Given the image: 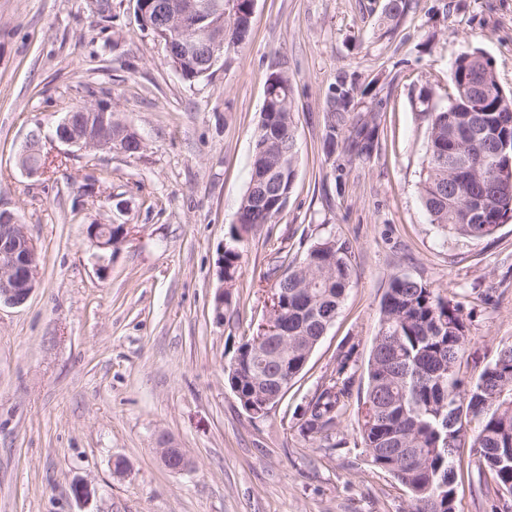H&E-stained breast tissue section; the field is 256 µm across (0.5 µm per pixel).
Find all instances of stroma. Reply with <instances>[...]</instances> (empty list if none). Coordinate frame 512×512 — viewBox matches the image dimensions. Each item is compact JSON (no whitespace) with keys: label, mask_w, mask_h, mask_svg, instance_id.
Wrapping results in <instances>:
<instances>
[{"label":"stroma","mask_w":512,"mask_h":512,"mask_svg":"<svg viewBox=\"0 0 512 512\" xmlns=\"http://www.w3.org/2000/svg\"><path fill=\"white\" fill-rule=\"evenodd\" d=\"M384 4L255 0L243 47L190 84L140 28L133 0H110L105 14L97 0H0V211L25 224L39 259L29 300L0 304V512H406L357 428L391 278L463 303L464 383L512 343V219L481 241L430 223L420 96L446 105L451 67L473 50L512 92V0H411L389 39ZM276 71L293 85L298 175L275 222L241 243L236 301L219 324L218 247L249 184ZM345 74L385 101L378 152L364 162L324 150V102ZM94 97L143 137L142 153L77 152L55 174L27 176L16 156L30 133ZM92 224L130 233L102 255ZM326 237L349 243L352 286L284 399L251 417L225 379L262 320L268 271ZM346 353L348 410L335 447L321 448L293 415ZM164 437L191 469L163 466ZM456 473L462 512H491V478L472 448L459 449Z\"/></svg>","instance_id":"35a3bbf8"}]
</instances>
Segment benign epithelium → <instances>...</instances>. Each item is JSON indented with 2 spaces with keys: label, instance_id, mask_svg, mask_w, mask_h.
Returning a JSON list of instances; mask_svg holds the SVG:
<instances>
[{
  "label": "benign epithelium",
  "instance_id": "benign-epithelium-1",
  "mask_svg": "<svg viewBox=\"0 0 512 512\" xmlns=\"http://www.w3.org/2000/svg\"><path fill=\"white\" fill-rule=\"evenodd\" d=\"M142 14L150 10L154 19L153 34L159 35L165 29L187 28L192 32L188 39L167 37L165 49L176 50L184 57L193 58L202 67H213L224 56V20L209 24L196 20L202 15L201 5L196 0H140ZM110 107L106 104L99 108L100 122L91 129L81 122L75 113L83 111L75 107L64 113L53 130V138L67 147V150L105 152H126V142L112 133V117L108 116ZM39 134L33 132L19 156L20 168L29 176L42 174V168L32 162V157L40 152L29 151V147L38 144ZM88 236L100 249L114 246L125 239V235H109L101 232L96 224L88 230ZM17 240L25 242L27 252L21 256L14 250ZM36 251L28 238L24 225L18 217L7 211H0V303L21 305L26 302L34 290L37 281ZM162 464L172 472H184L191 468V461L184 449L162 446L158 448Z\"/></svg>",
  "mask_w": 512,
  "mask_h": 512
}]
</instances>
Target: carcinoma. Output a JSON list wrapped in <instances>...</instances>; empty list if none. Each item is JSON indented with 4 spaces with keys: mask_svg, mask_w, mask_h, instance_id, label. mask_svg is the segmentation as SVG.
I'll return each instance as SVG.
<instances>
[{
    "mask_svg": "<svg viewBox=\"0 0 512 512\" xmlns=\"http://www.w3.org/2000/svg\"><path fill=\"white\" fill-rule=\"evenodd\" d=\"M206 10L224 12V52L238 50L247 35L234 26L246 0H198ZM410 0H386L381 21L385 33L395 31ZM454 93L445 106L422 97L428 120L427 146L420 175V194L430 222L445 232L480 241L495 234L512 213V174L493 168V153L506 148L512 159V95L500 96L490 61L479 53L459 56L451 72ZM488 87L483 111H470L471 86ZM357 83L341 76L324 105L325 147L333 151L336 133H344L350 157L366 160L375 150L377 122L383 102L357 111ZM272 102L261 117L253 149V181L239 202L230 243L224 245V311L241 270L237 243L253 227L270 224L284 210L298 170V139L293 112V86L283 72L266 88ZM275 197L274 208L252 204L253 190ZM472 197L485 200L481 221L469 214ZM352 266L349 246L334 238L311 245L276 278L270 316L288 327V340L267 336L260 345L248 337L238 348L236 369L227 383L240 404L280 402L302 373L312 351L336 318L346 296ZM466 349L463 307L444 299L426 283L410 276L394 277L379 312L366 367L367 388L358 403L360 434L372 465L391 475L409 499V512H460L454 458L466 443L463 421H476L470 447L493 481L486 494L512 497V345H504L475 383L459 376ZM351 354L344 355L329 382L316 390L301 410L300 432L327 438L346 412L354 374Z\"/></svg>",
    "mask_w": 512,
    "mask_h": 512,
    "instance_id": "carcinoma-1",
    "label": "carcinoma"
}]
</instances>
